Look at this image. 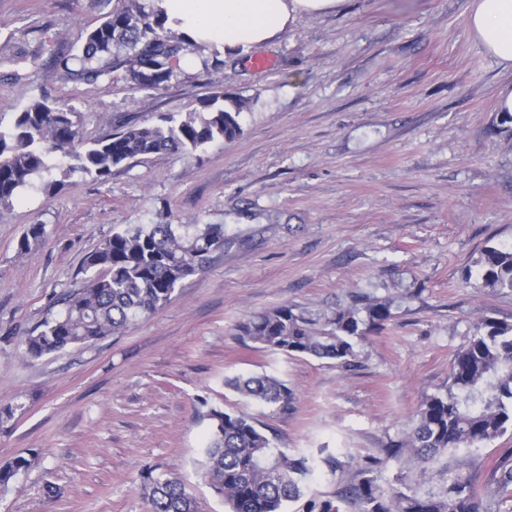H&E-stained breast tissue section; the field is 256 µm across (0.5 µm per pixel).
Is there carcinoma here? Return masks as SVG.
I'll list each match as a JSON object with an SVG mask.
<instances>
[{"mask_svg":"<svg viewBox=\"0 0 512 512\" xmlns=\"http://www.w3.org/2000/svg\"><path fill=\"white\" fill-rule=\"evenodd\" d=\"M200 47L165 28V16L140 0H117L102 22L82 36L76 52L53 54L55 72L63 79L95 84L121 70L136 92L160 89L175 77L182 58ZM235 110L217 93L200 111L170 113L157 124L129 125L86 141L81 115L65 101L44 95L17 113L14 123L0 127V214L9 211L24 189L60 191L75 175L105 182L112 169L137 157L156 153L192 154L216 141L241 134ZM34 223L18 244L44 235ZM222 224L134 225L112 231L83 261L88 277L68 292L62 308L25 337V352L39 358L119 334L139 319L156 313L188 277L204 270L224 250ZM477 264L484 288L512 292V246H486ZM393 301L378 299L361 308H338L313 318L295 305H281L237 325L238 338L286 355L334 360L350 368L356 344L367 333L382 330L391 318ZM239 396L282 410L294 401L288 385L266 374L241 375L226 381ZM211 427L202 460V476L231 512H283L301 498L305 482L317 468L312 456H290L250 417L212 408ZM512 428V323L484 318L469 343L456 354L443 393L428 395L416 411L405 440L387 457L412 456L420 475L400 487H384L372 460L359 469L350 491L356 512H487L472 476L450 459L461 448L490 442ZM28 461L18 457L0 465V488L9 487ZM149 512H197L196 500L175 477L142 476ZM490 494L512 500V466L496 470Z\"/></svg>","mask_w":512,"mask_h":512,"instance_id":"obj_1","label":"carcinoma"}]
</instances>
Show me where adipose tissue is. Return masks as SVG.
I'll return each mask as SVG.
<instances>
[{"label":"adipose tissue","mask_w":512,"mask_h":512,"mask_svg":"<svg viewBox=\"0 0 512 512\" xmlns=\"http://www.w3.org/2000/svg\"><path fill=\"white\" fill-rule=\"evenodd\" d=\"M344 0H153L166 25L199 46L236 55L279 39L298 20ZM467 25L484 52L512 70V0H469Z\"/></svg>","instance_id":"ef3b65f1"}]
</instances>
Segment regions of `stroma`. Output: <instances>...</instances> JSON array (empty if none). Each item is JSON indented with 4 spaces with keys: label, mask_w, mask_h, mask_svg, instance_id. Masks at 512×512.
<instances>
[{
    "label": "stroma",
    "mask_w": 512,
    "mask_h": 512,
    "mask_svg": "<svg viewBox=\"0 0 512 512\" xmlns=\"http://www.w3.org/2000/svg\"><path fill=\"white\" fill-rule=\"evenodd\" d=\"M466 10L467 0H344L144 97L120 71L87 85L53 70V51L100 22L96 0H0L2 127L46 93L81 112L88 139L217 92L225 106L246 102L233 141L138 157L107 182L76 176L54 195L32 189L0 217V406L15 409L0 422V463L29 461L0 490V512H147L146 471L180 479L199 512H228L199 468L212 407L250 416L288 455L339 458L287 512L335 500L358 461L404 439L477 323L512 321V292L481 287L475 266L484 247L512 243V124L496 112L512 72L471 37ZM36 222L43 238L18 254ZM160 222L220 224L227 243L122 334L24 355L25 336L81 286L87 252L119 226ZM358 294L394 306L349 371L234 334L280 305L320 318ZM249 373L284 380L292 408L224 384ZM456 458L487 491L512 458V431Z\"/></svg>",
    "instance_id": "obj_1"
}]
</instances>
